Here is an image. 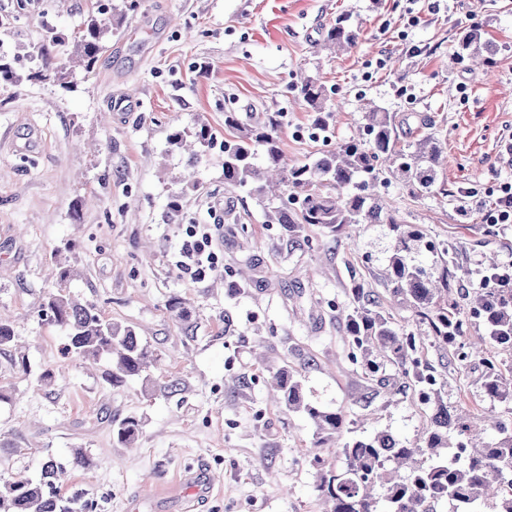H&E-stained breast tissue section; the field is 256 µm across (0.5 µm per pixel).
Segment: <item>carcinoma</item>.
Instances as JSON below:
<instances>
[{"instance_id": "obj_1", "label": "carcinoma", "mask_w": 512, "mask_h": 512, "mask_svg": "<svg viewBox=\"0 0 512 512\" xmlns=\"http://www.w3.org/2000/svg\"><path fill=\"white\" fill-rule=\"evenodd\" d=\"M139 7L140 0L99 6L70 43L46 28L43 41L24 57H0V82L14 83L13 64L24 59L28 78L51 79L61 89L74 91L73 68L93 70L106 51L112 25H120ZM106 13L110 17H104ZM358 40L359 31L343 15L324 29L316 49L337 56ZM484 43L481 24L461 27L454 59L489 63L482 53ZM289 88L309 106L316 127L330 126L333 110L318 78L304 75ZM282 125L280 112L252 127L239 125L235 113H224V127L233 131L224 139V184L247 190L262 207L265 223L284 225L292 238H300L307 225L336 235L360 224L391 226L395 236L385 281L391 301L410 307L412 323L394 326L360 282L351 288L348 301L336 305V318L345 323L350 361L385 388L397 379L414 383L435 408L430 427L413 441L385 433L347 441L342 412L311 404L301 381L286 369L277 370L272 382L280 402L287 411L306 415L315 445L333 447L336 463L320 464L315 481L325 512H434L431 498L437 494L447 499L469 495V512L485 504L493 512H512V489L502 484L504 473L512 471V434L490 414L451 415L445 400L448 381L418 356V347L428 339L446 346L448 337L466 336L475 315L489 327L491 345L512 342V270L489 259L480 282L494 280L499 287L474 288L469 307H461L448 297L461 270L457 243L433 246L434 264L417 263L412 253L420 234L383 204L378 191L380 184L393 179L414 197L435 193L445 147L432 133L413 144H400L395 117L370 105L364 112L365 137L346 140L310 163H293L281 148ZM42 316L64 332L65 354L84 362H109L105 380L111 386L135 378L147 381L148 369L158 364L159 358L132 330L105 322L93 304L81 303L61 289L49 294ZM14 337L13 324L0 318V351L10 350ZM481 363L487 392L512 400V374H505L503 364L490 355L481 357ZM139 431L138 420L127 417L118 424L116 436L129 446ZM461 443L468 451L466 462L448 464L442 450ZM69 467L90 470L93 457L84 448H73L65 464L47 455L36 477L0 476V512H93L96 506L87 490L66 485Z\"/></svg>"}]
</instances>
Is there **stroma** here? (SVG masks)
Listing matches in <instances>:
<instances>
[{
	"label": "stroma",
	"mask_w": 512,
	"mask_h": 512,
	"mask_svg": "<svg viewBox=\"0 0 512 512\" xmlns=\"http://www.w3.org/2000/svg\"><path fill=\"white\" fill-rule=\"evenodd\" d=\"M98 0H0V40L39 43L46 26L73 37ZM109 37L77 91L22 79L0 84V315L14 325L30 375L0 353V474L34 476L45 454L87 449L91 470L70 485L91 490L98 512H321L314 490L313 428L268 393L271 372H299L306 399L340 410L352 436L385 431L420 436L433 416L417 389H380L346 357L336 305L356 281L369 288L394 325L411 311L392 304L381 273L394 234L364 224L332 236L309 225L311 247L265 223L248 192L224 186V114L244 126L284 114L282 149L308 162L363 133L364 104L395 117L402 141L435 133L446 147L438 172L444 193L411 197L382 187L389 209L424 241L455 238L465 292L487 257L512 260V232L479 230L512 160V0H140ZM359 42L329 58L315 53L322 29L340 15ZM417 25H408V17ZM480 22L491 66L454 63L459 28ZM313 74L338 107L328 140L311 138L312 114L286 84ZM142 109L120 113V95ZM206 124L216 137L198 165L197 188L179 181L188 157L171 140ZM177 219H169L170 201ZM211 224L224 261L208 281L184 279L173 265L181 227ZM70 277H49L55 259ZM252 267L237 287L233 275ZM66 289L104 320L132 329L159 355L150 381L110 386L107 362L82 365L64 354L63 332L44 321L50 293ZM180 300L174 317L170 300ZM423 359L452 383L448 403L465 416L495 408L482 366L459 369L453 348L425 343ZM52 371L57 382L40 387ZM175 380L180 389L159 391ZM141 421L135 447L118 443L117 423Z\"/></svg>",
	"instance_id": "obj_1"
}]
</instances>
